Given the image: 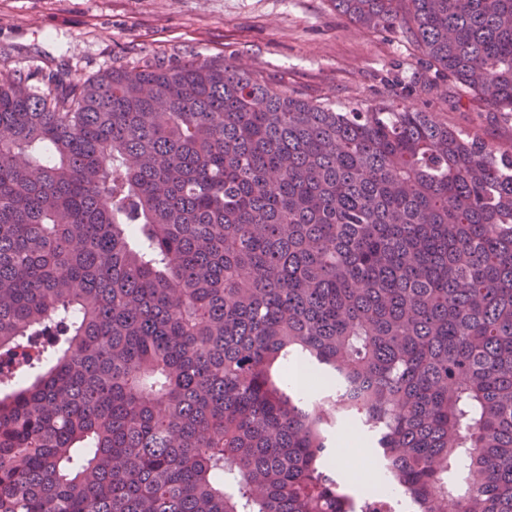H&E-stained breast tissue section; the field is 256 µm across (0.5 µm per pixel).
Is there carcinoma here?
I'll return each instance as SVG.
<instances>
[{"label": "carcinoma", "mask_w": 512, "mask_h": 512, "mask_svg": "<svg viewBox=\"0 0 512 512\" xmlns=\"http://www.w3.org/2000/svg\"><path fill=\"white\" fill-rule=\"evenodd\" d=\"M512 118V0H332ZM0 83V512H512V149L235 64ZM331 380L316 397L291 365Z\"/></svg>", "instance_id": "cac0c4a2"}]
</instances>
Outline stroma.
<instances>
[{
    "instance_id": "1",
    "label": "stroma",
    "mask_w": 512,
    "mask_h": 512,
    "mask_svg": "<svg viewBox=\"0 0 512 512\" xmlns=\"http://www.w3.org/2000/svg\"><path fill=\"white\" fill-rule=\"evenodd\" d=\"M147 61L243 64L339 107L411 102L449 126L512 148V120L456 85L429 91L428 67L399 33L351 24L332 0H0V79L51 71L87 78Z\"/></svg>"
}]
</instances>
